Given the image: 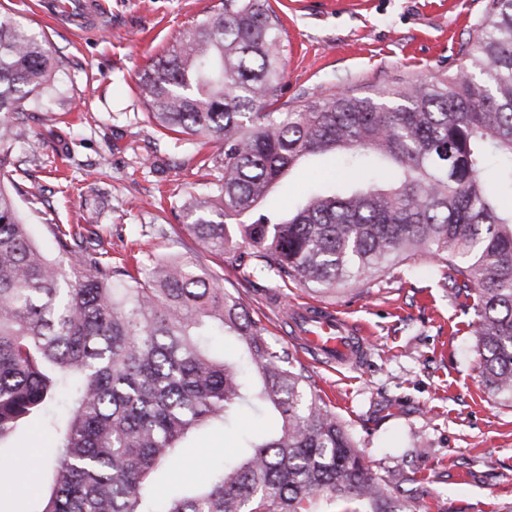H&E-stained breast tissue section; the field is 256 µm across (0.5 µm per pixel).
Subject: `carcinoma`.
Returning a JSON list of instances; mask_svg holds the SVG:
<instances>
[{"label": "carcinoma", "instance_id": "cac0c4a2", "mask_svg": "<svg viewBox=\"0 0 512 512\" xmlns=\"http://www.w3.org/2000/svg\"><path fill=\"white\" fill-rule=\"evenodd\" d=\"M281 33L269 0H221L140 76L162 134L206 138L221 156L224 175L186 209L188 230L222 256L235 224L264 266L316 290L435 260L472 294L485 382L512 399V199L484 181L497 156L512 194V0H492L469 66L375 97L280 102ZM55 70L47 41L0 13V440L34 417L57 435L36 512H407L305 368L218 276L181 260L134 274L82 224L52 225L54 258L31 241L18 198L36 212L44 190L14 178L12 145ZM362 150L392 172L290 213L262 207L304 158L357 162ZM216 333L235 339L237 358L210 348ZM246 404L271 430L239 434L233 463L157 500L152 476L181 443L214 423L235 428Z\"/></svg>", "mask_w": 512, "mask_h": 512}]
</instances>
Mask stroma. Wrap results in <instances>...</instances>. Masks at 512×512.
Returning <instances> with one entry per match:
<instances>
[{
	"label": "stroma",
	"mask_w": 512,
	"mask_h": 512,
	"mask_svg": "<svg viewBox=\"0 0 512 512\" xmlns=\"http://www.w3.org/2000/svg\"><path fill=\"white\" fill-rule=\"evenodd\" d=\"M36 0H0L60 62L57 91L31 109L13 157L49 190L47 216H30L33 241L54 254L50 223L82 224L113 263L188 259L220 279L265 327L274 348L292 351L377 475L422 482L429 512H512V400L489 389L477 353L472 299L455 294L435 261L418 258L369 276L364 288L312 290L275 271L217 258L185 226L195 195L220 177L198 169L216 147L164 136L140 95L141 73L191 22L220 0H106L95 31L39 15ZM279 15L285 64L281 99L338 91L370 96L451 75L466 65L490 0H270ZM354 189L326 157L293 170L268 205L286 212L312 187ZM323 302L366 329L358 370L315 364L294 349L290 303ZM55 439L31 420L0 441V486L15 485L18 455L48 460ZM238 453L215 425L185 442L154 479L158 498L192 489Z\"/></svg>",
	"instance_id": "1"
}]
</instances>
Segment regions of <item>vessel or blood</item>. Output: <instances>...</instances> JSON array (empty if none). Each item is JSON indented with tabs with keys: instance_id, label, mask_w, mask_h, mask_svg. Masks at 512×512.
<instances>
[{
	"instance_id": "b4317fda",
	"label": "vessel or blood",
	"mask_w": 512,
	"mask_h": 512,
	"mask_svg": "<svg viewBox=\"0 0 512 512\" xmlns=\"http://www.w3.org/2000/svg\"><path fill=\"white\" fill-rule=\"evenodd\" d=\"M288 322L293 339L303 353L319 363L359 369L367 354L369 340L364 331L326 303H305L292 307Z\"/></svg>"
}]
</instances>
